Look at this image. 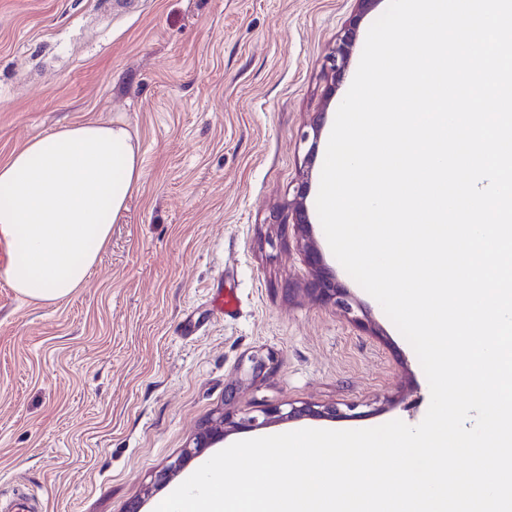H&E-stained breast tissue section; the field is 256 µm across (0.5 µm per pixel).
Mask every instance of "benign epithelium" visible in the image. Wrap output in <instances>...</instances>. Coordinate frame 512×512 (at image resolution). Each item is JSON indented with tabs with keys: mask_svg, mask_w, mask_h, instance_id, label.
Instances as JSON below:
<instances>
[{
	"mask_svg": "<svg viewBox=\"0 0 512 512\" xmlns=\"http://www.w3.org/2000/svg\"><path fill=\"white\" fill-rule=\"evenodd\" d=\"M356 31L353 27H348L340 35L335 50L329 57L330 66L329 70L331 78L341 77L345 68L347 58L350 53V48L355 41ZM307 194V185L301 183L296 189V194L292 201V207L295 214L296 227L303 233H308L309 222L307 220L304 199ZM304 251V258L307 266L311 270V288L310 291L320 299L331 301L337 306L344 309V312L351 316V320L360 324L366 325L369 320L366 318L355 315L354 306L356 301L348 294L345 289L336 286L331 278L325 276L323 260L316 249V246L311 241H306L302 244ZM274 356L272 353L262 354L255 352L247 357L248 366L240 367L241 377L232 386L228 387L224 393V404L230 405L236 401L237 390L247 380H252L259 375L265 373L270 365L273 364ZM357 408V405L350 404L347 406V411H342L336 406L325 407L323 409H316L310 404H303L296 406L289 404V409H282V405L273 404L268 405L261 410L262 417L249 416L240 420H235V411L226 408L224 411L211 419L209 424L192 439V443L188 444L182 451L179 458L170 463L164 469L159 471L154 479V485H162L169 481V479L177 473L184 464L192 459L199 457L203 450L210 447L211 444L220 441L224 435L236 431L241 428L257 429L263 428L272 422L297 419L308 415L327 414L334 417L349 418L354 417L352 411Z\"/></svg>",
	"mask_w": 512,
	"mask_h": 512,
	"instance_id": "benign-epithelium-1",
	"label": "benign epithelium"
}]
</instances>
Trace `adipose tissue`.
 <instances>
[{
	"label": "adipose tissue",
	"mask_w": 512,
	"mask_h": 512,
	"mask_svg": "<svg viewBox=\"0 0 512 512\" xmlns=\"http://www.w3.org/2000/svg\"><path fill=\"white\" fill-rule=\"evenodd\" d=\"M143 177L123 119L84 121L28 141L0 162V269L22 296L53 303L84 285Z\"/></svg>",
	"instance_id": "1"
}]
</instances>
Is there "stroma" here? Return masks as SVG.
<instances>
[{"instance_id": "obj_1", "label": "stroma", "mask_w": 512, "mask_h": 512, "mask_svg": "<svg viewBox=\"0 0 512 512\" xmlns=\"http://www.w3.org/2000/svg\"><path fill=\"white\" fill-rule=\"evenodd\" d=\"M389 0H0V161L67 123L124 119L143 178L85 284L64 301L0 277V512H154V475L224 408L238 363L275 352L241 390L267 404L358 403L354 418L262 428L419 424L430 388L407 340L332 254L317 210L322 156L372 23ZM345 80L326 69L348 25ZM308 180L310 236L376 332L308 290L290 203ZM238 299L234 315L218 296Z\"/></svg>"}]
</instances>
